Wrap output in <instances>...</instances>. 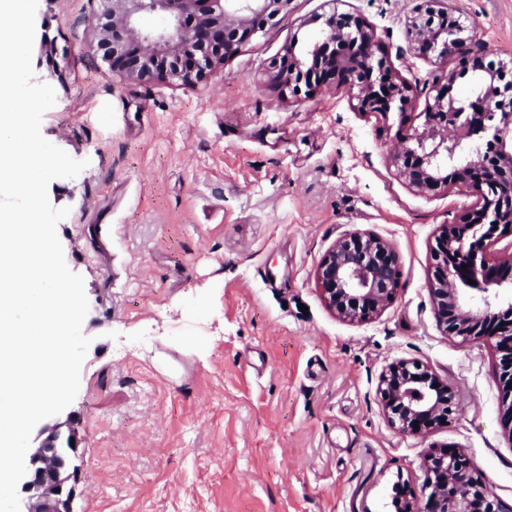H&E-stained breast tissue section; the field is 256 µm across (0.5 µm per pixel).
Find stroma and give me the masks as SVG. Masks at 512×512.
<instances>
[{
  "label": "stroma",
  "mask_w": 512,
  "mask_h": 512,
  "mask_svg": "<svg viewBox=\"0 0 512 512\" xmlns=\"http://www.w3.org/2000/svg\"><path fill=\"white\" fill-rule=\"evenodd\" d=\"M422 0H337L367 20L408 112L362 113L344 89L292 96L271 66L315 35L326 0H292L276 26L192 86L127 80L101 59L95 0H39L34 79L56 102L45 139L86 168L48 187L84 279L91 337L69 410L82 442L75 512H395L420 490L431 446L462 448L512 503L501 355L444 333L431 288L435 239L477 206L449 181L418 192L391 156L423 129L435 83L470 75L419 55L406 22ZM485 60L512 62V0H454ZM386 240L395 300L351 322L315 271L352 232ZM418 362L455 392L448 426L395 428L377 385Z\"/></svg>",
  "instance_id": "1"
}]
</instances>
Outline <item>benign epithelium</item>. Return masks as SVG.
I'll list each match as a JSON object with an SVG mask.
<instances>
[{"label":"benign epithelium","mask_w":512,"mask_h":512,"mask_svg":"<svg viewBox=\"0 0 512 512\" xmlns=\"http://www.w3.org/2000/svg\"><path fill=\"white\" fill-rule=\"evenodd\" d=\"M292 0H99L92 27L102 60L129 80L158 79L192 85L224 65L240 46L263 32ZM406 23L421 55L442 65L458 58L477 73L471 96L458 98L448 79L435 86L426 132H408L393 162L400 175L424 191L448 183L452 172L483 205L443 228L433 249L432 295L438 325L450 335L487 338L501 353L506 385L505 435L512 443V276L485 259L489 243L512 234V102L501 100L495 70L474 54V23L456 14L453 0H423ZM154 18L148 25L146 20ZM317 36L301 49L287 48L274 76L295 97L297 89L345 87L361 112L406 107L410 87L396 79L387 51L359 16L333 10L318 17ZM466 269H461V266ZM400 267L384 240L360 232L340 238L324 255L315 279L325 305L339 317L364 320L395 299ZM475 284H470V281ZM378 394L391 424L426 435L449 420L454 391L424 367L396 360L381 373ZM21 480V512H73L80 474L71 457L81 438L74 416L39 432ZM422 494L398 500V512H512L488 500L473 466L456 449L427 456Z\"/></svg>","instance_id":"1"}]
</instances>
